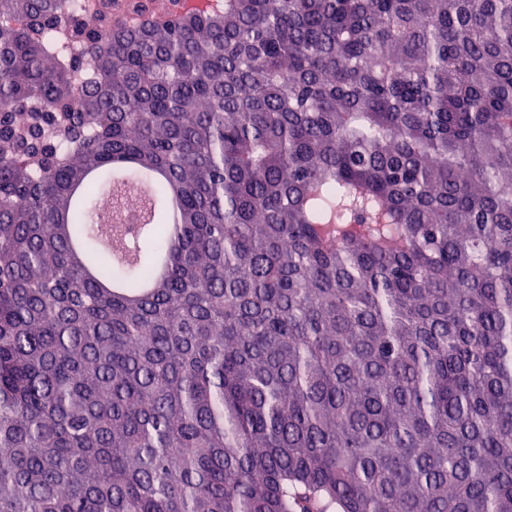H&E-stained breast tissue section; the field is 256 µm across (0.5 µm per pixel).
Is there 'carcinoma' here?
Returning <instances> with one entry per match:
<instances>
[{
    "label": "carcinoma",
    "mask_w": 512,
    "mask_h": 512,
    "mask_svg": "<svg viewBox=\"0 0 512 512\" xmlns=\"http://www.w3.org/2000/svg\"><path fill=\"white\" fill-rule=\"evenodd\" d=\"M109 2L0 0V512H512V0Z\"/></svg>",
    "instance_id": "cac0c4a2"
}]
</instances>
